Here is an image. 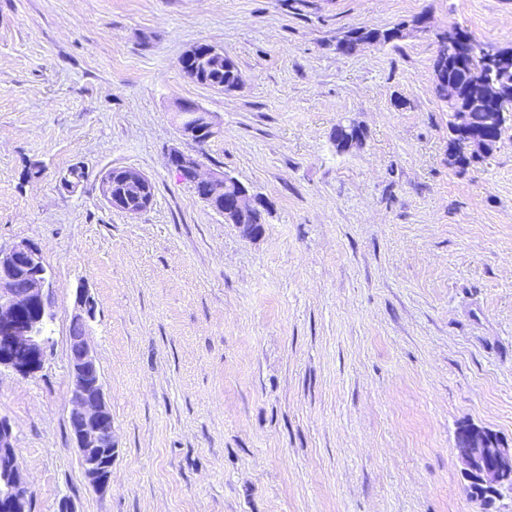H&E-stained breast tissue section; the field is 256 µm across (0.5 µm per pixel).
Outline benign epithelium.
<instances>
[{"instance_id": "1", "label": "benign epithelium", "mask_w": 512, "mask_h": 512, "mask_svg": "<svg viewBox=\"0 0 512 512\" xmlns=\"http://www.w3.org/2000/svg\"><path fill=\"white\" fill-rule=\"evenodd\" d=\"M466 46L455 35L437 39L434 62L435 89L458 98L454 86L441 79V74ZM187 57L196 65L209 70H222L228 65L224 52L208 44L202 50L192 49ZM472 99L498 110L500 127L512 119V87L497 80L485 79L472 89ZM195 122L180 129L185 139L199 145L207 144L219 129L217 117L199 105ZM454 133L462 153L473 149L487 151V144L471 126L470 113L461 108L453 113ZM167 163L180 177L200 193L198 198L233 223V214L267 210L268 202L235 178L222 172H204L199 159L178 147L168 153ZM214 183L224 184L229 195L222 198L206 192ZM102 199L112 208L135 216L153 202V183L142 171L119 167L103 173L99 179ZM80 313L70 330L69 427L81 456L85 476L91 486L106 492L112 487V413L107 406L104 382L98 359L89 343L88 321L94 318V301L85 291L77 294ZM52 317L49 274L43 263L39 245L33 240L21 241L0 249V367L13 369L22 376L37 373L43 366L46 346L42 336L44 324ZM454 452L460 459L463 476L490 495L506 491L512 494V448L500 438L475 425L462 427ZM0 510L25 512L30 487L23 477L14 434L10 422L0 417Z\"/></svg>"}]
</instances>
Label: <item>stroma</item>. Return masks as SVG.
<instances>
[{"label":"stroma","mask_w":512,"mask_h":512,"mask_svg":"<svg viewBox=\"0 0 512 512\" xmlns=\"http://www.w3.org/2000/svg\"><path fill=\"white\" fill-rule=\"evenodd\" d=\"M455 26L512 49V0H0V246L38 242L53 292L42 369H0L29 512H483L453 448L466 424L512 446V126L449 164L432 62ZM200 43L238 88L185 74ZM182 101L218 136L183 139ZM345 119L366 139L340 152ZM174 146L269 201L260 238L168 167ZM115 167L153 181L139 215L101 198ZM81 287L112 413L103 494L68 421Z\"/></svg>","instance_id":"35a3bbf8"}]
</instances>
